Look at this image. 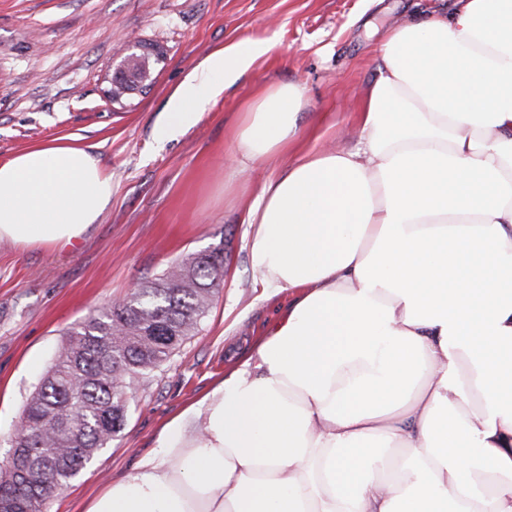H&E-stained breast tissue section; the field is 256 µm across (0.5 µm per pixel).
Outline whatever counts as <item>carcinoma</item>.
Returning a JSON list of instances; mask_svg holds the SVG:
<instances>
[{
	"label": "carcinoma",
	"instance_id": "1",
	"mask_svg": "<svg viewBox=\"0 0 512 512\" xmlns=\"http://www.w3.org/2000/svg\"><path fill=\"white\" fill-rule=\"evenodd\" d=\"M223 280V248L191 253L139 282L123 303L69 327L23 408L16 457L0 467V497L20 500L21 512H43L122 431L128 405L118 393L170 359Z\"/></svg>",
	"mask_w": 512,
	"mask_h": 512
}]
</instances>
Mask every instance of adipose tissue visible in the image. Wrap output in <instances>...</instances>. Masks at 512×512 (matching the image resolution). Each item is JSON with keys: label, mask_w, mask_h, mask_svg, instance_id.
<instances>
[{"label": "adipose tissue", "mask_w": 512, "mask_h": 512, "mask_svg": "<svg viewBox=\"0 0 512 512\" xmlns=\"http://www.w3.org/2000/svg\"><path fill=\"white\" fill-rule=\"evenodd\" d=\"M269 44L207 56L157 140ZM357 146L265 181L242 221L261 287L298 295L85 512H512V0L389 29ZM296 83L248 102L249 161L288 150ZM112 196L86 150L0 162V238H80Z\"/></svg>", "instance_id": "adipose-tissue-1"}]
</instances>
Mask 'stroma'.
<instances>
[{"mask_svg":"<svg viewBox=\"0 0 512 512\" xmlns=\"http://www.w3.org/2000/svg\"><path fill=\"white\" fill-rule=\"evenodd\" d=\"M442 0H0V161L59 140L89 151L112 177V200L68 246L0 240V464L23 406L63 342L91 311L124 299L186 254L224 249V283L197 330L139 379L123 430L45 512H83L112 478L156 449L165 423L200 399L267 335L290 292L267 295L240 212L281 155L243 168L233 144L244 104L262 89L301 85L308 100L291 151L350 148L389 27ZM267 41L189 130L154 127L184 76L211 53ZM160 58L150 91L108 102L135 43Z\"/></svg>","mask_w":512,"mask_h":512,"instance_id":"1","label":"stroma"}]
</instances>
